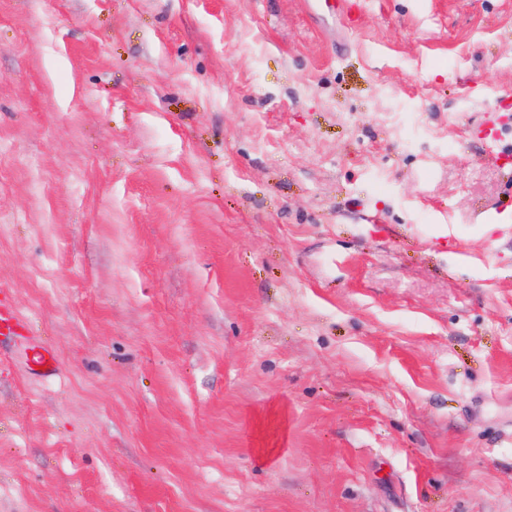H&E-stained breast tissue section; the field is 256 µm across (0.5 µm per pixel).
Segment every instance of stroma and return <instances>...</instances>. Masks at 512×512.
<instances>
[{"label": "stroma", "mask_w": 512, "mask_h": 512, "mask_svg": "<svg viewBox=\"0 0 512 512\" xmlns=\"http://www.w3.org/2000/svg\"><path fill=\"white\" fill-rule=\"evenodd\" d=\"M0 0V512H512V0ZM21 336H26L24 319L12 305L0 301V348ZM26 362L31 370L43 376H53L58 371V363L53 349L41 342H30L26 350ZM35 366H45V370L35 369Z\"/></svg>", "instance_id": "1"}]
</instances>
